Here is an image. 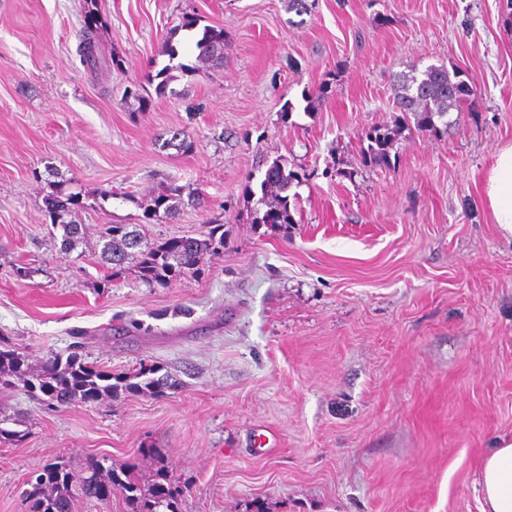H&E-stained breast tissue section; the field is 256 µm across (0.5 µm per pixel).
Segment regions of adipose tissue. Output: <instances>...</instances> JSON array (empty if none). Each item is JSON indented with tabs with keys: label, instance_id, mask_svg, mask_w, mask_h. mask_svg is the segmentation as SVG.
Instances as JSON below:
<instances>
[{
	"label": "adipose tissue",
	"instance_id": "adipose-tissue-1",
	"mask_svg": "<svg viewBox=\"0 0 512 512\" xmlns=\"http://www.w3.org/2000/svg\"><path fill=\"white\" fill-rule=\"evenodd\" d=\"M492 221L512 235V144L500 146L482 179ZM480 512H512V442L502 441L480 466Z\"/></svg>",
	"mask_w": 512,
	"mask_h": 512
}]
</instances>
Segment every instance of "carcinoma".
<instances>
[{
  "label": "carcinoma",
  "mask_w": 512,
  "mask_h": 512,
  "mask_svg": "<svg viewBox=\"0 0 512 512\" xmlns=\"http://www.w3.org/2000/svg\"><path fill=\"white\" fill-rule=\"evenodd\" d=\"M85 21L80 34L78 48L80 61L91 71L97 70L102 57L98 38L97 14L88 9L84 11ZM200 50L199 61L213 63L224 58V30L214 27L204 29L202 38L197 42ZM471 88L460 73L448 72L444 66H430L421 75L404 76L398 86L396 104L402 116L398 123L403 125L414 120L418 129L438 132L437 123L444 122L448 114L458 111L469 100ZM396 131L393 129L372 128L362 135L364 161L369 164L386 163L390 160L391 149L395 143ZM297 175L285 169L277 162L272 163L264 174L260 184L259 202L266 207L260 222L263 224H291L288 196L284 192L296 180ZM183 187L171 186L151 200L146 215L171 216L182 203ZM78 197L66 198L51 194L46 200V208L53 217V224L63 229V245L70 248L76 242L81 225L75 220ZM102 255L112 267H122L127 261H136V267L143 279L157 280L195 272L196 265L204 253L213 249L214 236L204 239H170L157 247L133 253L139 247L140 237L134 230H127L125 224H111L106 228ZM24 356L14 350L0 349V384L10 383L11 374L20 371L24 365ZM159 369L145 367L135 378V382L124 383V390L159 394L172 387L168 377H154ZM23 387L31 395L43 396V402L49 407L86 403L99 399L103 395L119 392V385L112 383V374L87 363L76 353L69 355L66 361L53 357L48 359L41 369L30 373L23 381ZM103 464L91 459L81 469L65 465H50L37 474L28 498L32 500L31 512H73L76 496L72 488L81 491V495L103 501L114 492L128 495L131 501L139 500L136 512H179L177 497L171 484L161 482L148 492L134 497L141 491L133 472L123 470L110 471V477L101 478Z\"/></svg>",
  "instance_id": "carcinoma-1"
}]
</instances>
